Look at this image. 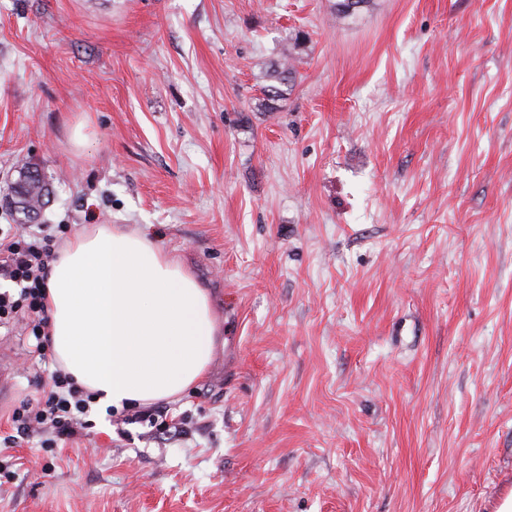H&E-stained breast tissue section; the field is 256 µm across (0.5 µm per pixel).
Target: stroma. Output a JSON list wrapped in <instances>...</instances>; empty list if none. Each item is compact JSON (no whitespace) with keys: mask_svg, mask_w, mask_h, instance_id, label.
Instances as JSON below:
<instances>
[{"mask_svg":"<svg viewBox=\"0 0 512 512\" xmlns=\"http://www.w3.org/2000/svg\"><path fill=\"white\" fill-rule=\"evenodd\" d=\"M296 82L258 105L261 63ZM51 190L14 207L20 165ZM109 224L220 322L170 440L0 454V512H496L512 492V0H0V227ZM12 412L50 381L0 328Z\"/></svg>","mask_w":512,"mask_h":512,"instance_id":"obj_1","label":"stroma"}]
</instances>
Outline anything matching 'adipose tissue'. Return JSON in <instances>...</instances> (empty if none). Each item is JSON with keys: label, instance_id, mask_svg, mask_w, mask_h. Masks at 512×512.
Returning a JSON list of instances; mask_svg holds the SVG:
<instances>
[{"label": "adipose tissue", "instance_id": "ef3b65f1", "mask_svg": "<svg viewBox=\"0 0 512 512\" xmlns=\"http://www.w3.org/2000/svg\"><path fill=\"white\" fill-rule=\"evenodd\" d=\"M45 304L56 358L103 409L179 396L215 351L217 320L193 273L147 237L104 224L66 242Z\"/></svg>", "mask_w": 512, "mask_h": 512}]
</instances>
